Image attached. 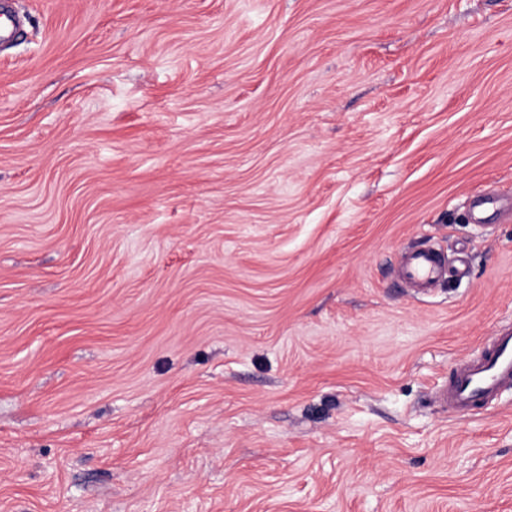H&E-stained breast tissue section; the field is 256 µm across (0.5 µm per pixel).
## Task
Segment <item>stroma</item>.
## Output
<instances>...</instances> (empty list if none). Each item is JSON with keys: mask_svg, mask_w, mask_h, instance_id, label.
Instances as JSON below:
<instances>
[{"mask_svg": "<svg viewBox=\"0 0 512 512\" xmlns=\"http://www.w3.org/2000/svg\"><path fill=\"white\" fill-rule=\"evenodd\" d=\"M7 2L0 512H512V0ZM448 270L442 254L431 246L407 250L400 264V277L416 288H429ZM510 384L512 328H502L494 336L490 349L458 367L442 397L448 407L465 412L480 403L491 402Z\"/></svg>", "mask_w": 512, "mask_h": 512, "instance_id": "obj_1", "label": "stroma"}]
</instances>
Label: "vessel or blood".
I'll list each match as a JSON object with an SVG mask.
<instances>
[{
  "instance_id": "b4317fda",
  "label": "vessel or blood",
  "mask_w": 512,
  "mask_h": 512,
  "mask_svg": "<svg viewBox=\"0 0 512 512\" xmlns=\"http://www.w3.org/2000/svg\"><path fill=\"white\" fill-rule=\"evenodd\" d=\"M439 251L430 246L406 251L400 276L414 287L425 289L446 275ZM512 384V328L499 329L490 349L475 360L460 365L443 391L448 407L468 411L475 405L495 399L499 391Z\"/></svg>"
}]
</instances>
